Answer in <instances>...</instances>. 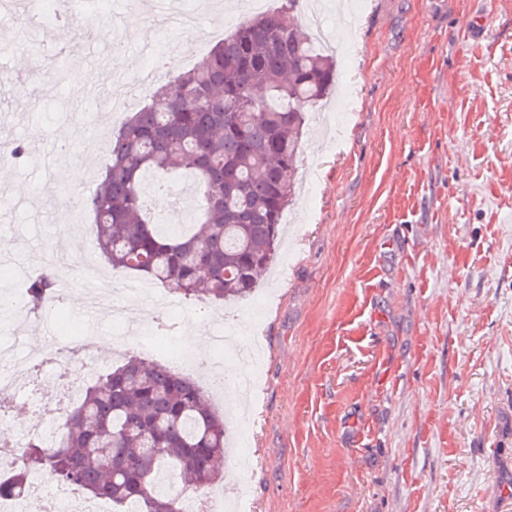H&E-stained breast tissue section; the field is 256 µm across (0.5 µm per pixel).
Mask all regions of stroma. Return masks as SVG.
<instances>
[{"label": "stroma", "instance_id": "obj_1", "mask_svg": "<svg viewBox=\"0 0 512 512\" xmlns=\"http://www.w3.org/2000/svg\"><path fill=\"white\" fill-rule=\"evenodd\" d=\"M101 25L136 27L115 59L98 31L34 21L26 0H0V31L31 52L0 61V129L25 140L26 162L0 187V296L67 242L95 250L91 213L58 222L73 187L53 146L111 121L90 106L96 73H139L160 40L129 0H85ZM344 32L326 15L349 88L331 99L342 132L302 138L315 192L285 215L298 238L277 254L282 280L259 324L248 301L223 306L240 343L267 350L251 416L253 465L224 458L219 487L246 486L253 512H512V0H361ZM83 284L59 308L0 310V344L15 357L48 337L93 329ZM150 317L173 318L175 344L203 307L158 288Z\"/></svg>", "mask_w": 512, "mask_h": 512}]
</instances>
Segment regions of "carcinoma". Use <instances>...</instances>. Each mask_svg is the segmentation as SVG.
<instances>
[{
    "mask_svg": "<svg viewBox=\"0 0 512 512\" xmlns=\"http://www.w3.org/2000/svg\"><path fill=\"white\" fill-rule=\"evenodd\" d=\"M303 0L240 24L224 41L107 139L104 179L85 197L96 243L114 269L143 275L184 295L239 300L273 260L306 113L336 85V63L299 25ZM183 171L198 181L188 224H162L147 209L145 173ZM46 267L25 285L35 309L56 301ZM53 447L30 440L14 469L0 474V497L26 491L31 471L106 499L119 512H183L157 474L210 487L224 462V416L189 378L135 356L85 389Z\"/></svg>",
    "mask_w": 512,
    "mask_h": 512,
    "instance_id": "carcinoma-1",
    "label": "carcinoma"
}]
</instances>
